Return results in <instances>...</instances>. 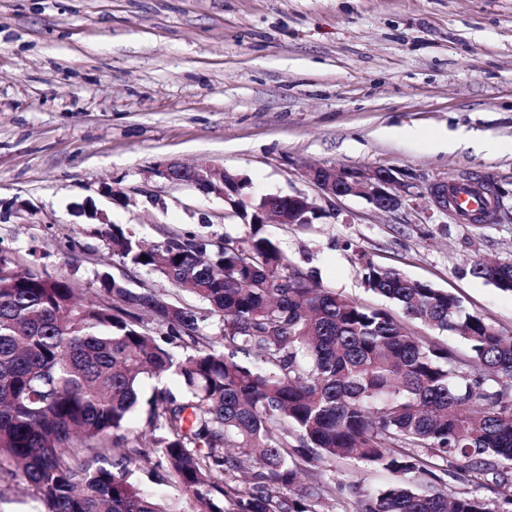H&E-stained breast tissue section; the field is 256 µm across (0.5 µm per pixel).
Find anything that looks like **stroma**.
<instances>
[{"label": "stroma", "mask_w": 512, "mask_h": 512, "mask_svg": "<svg viewBox=\"0 0 512 512\" xmlns=\"http://www.w3.org/2000/svg\"><path fill=\"white\" fill-rule=\"evenodd\" d=\"M208 161L247 202L300 193L312 166L389 167L414 182L395 212L349 196L307 226L269 223L292 264L363 304L360 258L448 291L512 336V295L467 259L512 262V0H0V248L21 267L169 291L124 269L100 222L150 242L245 229L221 196L156 166ZM506 189L477 228L429 183Z\"/></svg>", "instance_id": "obj_1"}]
</instances>
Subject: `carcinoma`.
<instances>
[{"label":"carcinoma","mask_w":512,"mask_h":512,"mask_svg":"<svg viewBox=\"0 0 512 512\" xmlns=\"http://www.w3.org/2000/svg\"><path fill=\"white\" fill-rule=\"evenodd\" d=\"M235 217L245 236L217 247L200 232L150 244L119 224L98 229L122 264L205 313L108 273L101 299H82L69 276L21 270L0 249V473L38 512H335L351 499L355 512H508L512 336L363 258L365 288L402 318L367 307L292 268L256 209ZM467 264L512 293V263ZM209 316L216 335L200 326ZM410 321L458 339L466 356ZM161 376L176 390L144 397ZM336 459L394 481L324 476ZM147 467L179 495L142 484Z\"/></svg>","instance_id":"1"}]
</instances>
